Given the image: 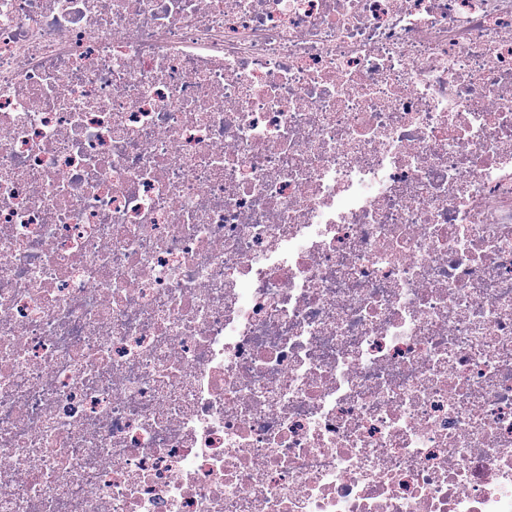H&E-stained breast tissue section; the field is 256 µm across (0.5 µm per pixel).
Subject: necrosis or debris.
<instances>
[{"label": "necrosis or debris", "mask_w": 512, "mask_h": 512, "mask_svg": "<svg viewBox=\"0 0 512 512\" xmlns=\"http://www.w3.org/2000/svg\"><path fill=\"white\" fill-rule=\"evenodd\" d=\"M0 512H512V0H0Z\"/></svg>", "instance_id": "necrosis-or-debris-1"}]
</instances>
